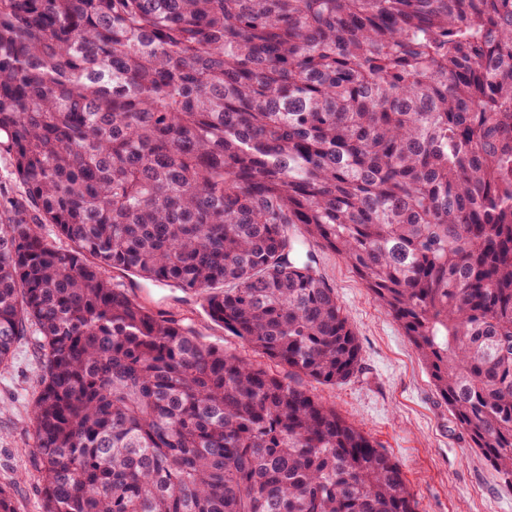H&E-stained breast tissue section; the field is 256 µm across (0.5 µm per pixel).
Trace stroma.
Listing matches in <instances>:
<instances>
[{
	"instance_id": "stroma-1",
	"label": "stroma",
	"mask_w": 512,
	"mask_h": 512,
	"mask_svg": "<svg viewBox=\"0 0 512 512\" xmlns=\"http://www.w3.org/2000/svg\"><path fill=\"white\" fill-rule=\"evenodd\" d=\"M36 213L9 156L0 152V216L30 219ZM304 248L335 289L360 348L352 377L336 386L310 381L307 389L359 425L400 465L418 512H512V488L471 447L397 322L336 253L309 242ZM107 276L155 314L191 325L203 342L242 351L238 338L205 315L196 294L119 270H108ZM41 360L37 338L28 333L19 337L8 365L0 367V487L20 512H43L28 456L29 408Z\"/></svg>"
}]
</instances>
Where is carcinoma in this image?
I'll list each match as a JSON object with an SVG mask.
<instances>
[{
  "mask_svg": "<svg viewBox=\"0 0 512 512\" xmlns=\"http://www.w3.org/2000/svg\"><path fill=\"white\" fill-rule=\"evenodd\" d=\"M0 151L41 211L0 220V366L40 336L44 512H417L334 406L105 276L334 386L357 337L290 224L512 485V0H0ZM106 276L112 284L123 289L133 300L147 307L165 319L189 324L199 338L207 344L224 346V349L240 352L242 355L265 365L270 371L281 376L288 375L286 367L276 365L266 357L245 348L238 338L211 321L204 313L199 297L176 286L146 282L139 277L119 270L109 269Z\"/></svg>",
  "mask_w": 512,
  "mask_h": 512,
  "instance_id": "cac0c4a2",
  "label": "carcinoma"
}]
</instances>
